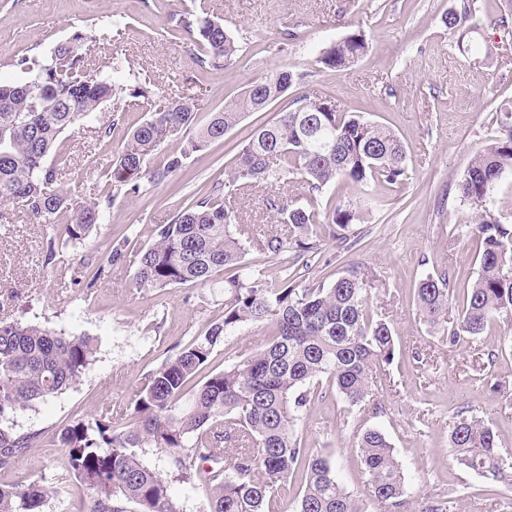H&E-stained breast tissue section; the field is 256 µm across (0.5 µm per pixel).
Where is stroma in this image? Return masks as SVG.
Instances as JSON below:
<instances>
[{"mask_svg": "<svg viewBox=\"0 0 512 512\" xmlns=\"http://www.w3.org/2000/svg\"><path fill=\"white\" fill-rule=\"evenodd\" d=\"M504 0H0V80L24 78L9 60L24 54L50 55L74 33L97 35L119 21L120 32L97 44L87 67L100 71L112 59H128L150 78L160 99L194 97L198 122L222 111L270 70L290 66L301 79L288 91L335 100L338 110L356 112L391 127L410 156L408 179L373 193L381 206L355 225L357 243L346 248L325 238L321 261L307 274L309 285L327 284L355 266L367 273L375 301L393 324L398 354L376 389L379 414L365 425L384 431L407 477L408 512H420L437 498L458 494L461 512H480L484 499L512 512V488L482 478L454 460L449 423L457 410L492 420L503 451L512 454V352L488 359L502 333L492 330L469 346L453 347L415 311L414 289L423 273L447 270L452 288L463 292L478 275L480 243L470 229L476 211L462 200L457 183L474 152L498 134L495 109L512 101V36L496 25ZM469 7L479 27L480 48L462 56L444 25L446 12ZM208 13L221 20L243 45L224 69L201 67L199 47L188 34L170 30L186 15ZM364 34L369 49L342 70L319 68L320 52L352 33ZM247 114L222 141L192 155L186 168L138 196L118 197L108 218L82 242L67 245L45 264L55 224L33 223L20 204L0 203L10 221L0 228V321L38 323L97 342L96 360L77 387L17 414L18 430L42 432L0 485L39 481L51 494L44 512H87L90 498L72 479L57 433L77 419L108 409L117 423L130 418L129 403L145 375L159 368L194 337L224 318L220 282L184 285L164 294L135 288L131 263L114 265L95 282L76 277L80 263L104 259L113 241L128 238L129 253L155 239L158 225L190 198L207 196L223 180L237 146L283 108ZM149 103L123 96L104 104L89 125L61 134L56 154L59 182L96 198L108 185L106 169L127 131L147 118ZM112 126L110 139L97 140L94 127ZM267 324H248L214 348L208 371L223 370L270 337ZM346 406L319 399L305 411L299 432L312 452L330 453L352 493L364 476L346 426Z\"/></svg>", "mask_w": 512, "mask_h": 512, "instance_id": "obj_1", "label": "stroma"}]
</instances>
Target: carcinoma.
Here are the masks:
<instances>
[{"mask_svg": "<svg viewBox=\"0 0 512 512\" xmlns=\"http://www.w3.org/2000/svg\"><path fill=\"white\" fill-rule=\"evenodd\" d=\"M468 20L466 8L444 17L467 53L477 51L470 39L476 26ZM182 28L197 35L204 66L222 69L242 51L224 25L205 13L184 17ZM84 40L76 33L57 44L45 64L28 56L15 60L37 82L34 88L0 82V202L22 203L42 224L69 215L63 237L70 243L103 223L119 195L137 196L145 185L186 167L192 154L223 140L246 113L267 109L302 78L286 67L275 69L201 126L190 96L156 104L112 155V192L88 200L79 187L57 183V168L46 165L58 137L119 93L148 99L154 90L151 80L119 60L110 74L87 72ZM367 50L366 37L353 34L323 50L317 63L348 68ZM498 121L502 136L473 155L458 182L461 197L478 215L472 226L481 244L478 276L449 319L445 315L455 296L447 272L428 273L415 288L420 320L440 327L451 346L470 343L497 322L512 327V273L507 272L512 225L500 223L488 209L501 175L512 171L511 102L500 106ZM174 139L183 141L181 150L155 163L161 146ZM407 159V147L391 128L341 112L329 99L299 96L241 144L224 182L156 229L153 243L134 258L135 287L162 293L179 285L204 286L220 275L224 320L145 377L131 401L132 422L118 424L105 410L59 431L70 475L91 492L89 512H180L168 478L143 462L147 448L170 457L177 480L211 487L209 512H366L370 502L384 509L407 503L403 466L381 429L355 426L364 474L359 496L340 482L336 461L312 453L298 433L307 406L328 391L351 408L374 406L375 375L397 354L391 322L375 313L372 286L359 269L327 286L301 285L321 258L320 226L334 227L343 244L359 213L339 202L320 214L266 195L275 223L288 225L287 235L266 233L258 241L262 253L281 261V278L269 281L247 259L253 232L244 229V213L233 204L255 188L288 183L300 184L309 199L339 182L358 189L401 185ZM127 243L126 238L113 242L94 279L125 261ZM264 321L274 326L265 345L210 373L185 398L188 380L207 365L224 336ZM96 351L95 340L84 334L0 322V471L14 468L42 441L40 432L16 430L14 416L79 384ZM448 442L460 466L512 487V455L502 451L492 423L460 409ZM295 482L292 499L287 491ZM49 494L35 481L0 485V512H42Z\"/></svg>", "mask_w": 512, "mask_h": 512, "instance_id": "cac0c4a2", "label": "carcinoma"}]
</instances>
